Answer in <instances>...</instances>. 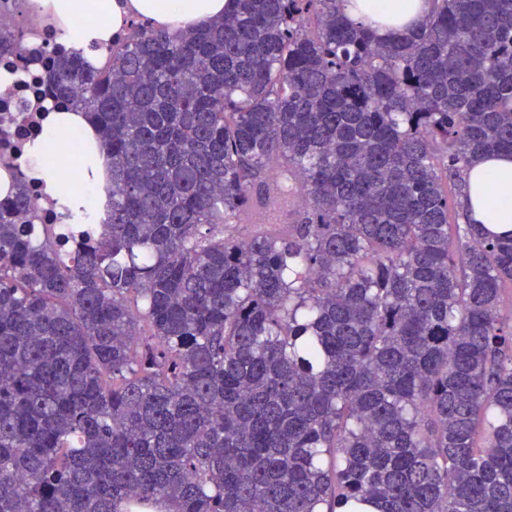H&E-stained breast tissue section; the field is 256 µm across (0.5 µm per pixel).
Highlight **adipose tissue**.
I'll list each match as a JSON object with an SVG mask.
<instances>
[{
	"mask_svg": "<svg viewBox=\"0 0 512 512\" xmlns=\"http://www.w3.org/2000/svg\"><path fill=\"white\" fill-rule=\"evenodd\" d=\"M40 15L50 19L66 41L70 53L100 65L105 49L139 17L157 29L177 36L201 27L223 15L229 0H33ZM431 8L430 0H347L346 13L356 22L372 26L384 38L397 26L412 27ZM58 145V161L47 165L45 143ZM77 170L80 189L61 187L58 177ZM43 181L62 224L105 223L108 219L109 167L106 149L98 131L78 109L49 108L40 139L28 143L15 160L12 171ZM468 207L473 219L490 230L512 233V155H481L465 172ZM495 188L502 204L495 216H488L478 197L482 190Z\"/></svg>",
	"mask_w": 512,
	"mask_h": 512,
	"instance_id": "ef3b65f1",
	"label": "adipose tissue"
}]
</instances>
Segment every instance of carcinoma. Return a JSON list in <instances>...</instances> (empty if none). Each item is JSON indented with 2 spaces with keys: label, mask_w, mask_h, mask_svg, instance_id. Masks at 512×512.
Segmentation results:
<instances>
[{
  "label": "carcinoma",
  "mask_w": 512,
  "mask_h": 512,
  "mask_svg": "<svg viewBox=\"0 0 512 512\" xmlns=\"http://www.w3.org/2000/svg\"><path fill=\"white\" fill-rule=\"evenodd\" d=\"M232 2L48 57L111 211L0 201V512H512V234L464 205L512 154V0L385 40Z\"/></svg>",
  "instance_id": "1"
}]
</instances>
